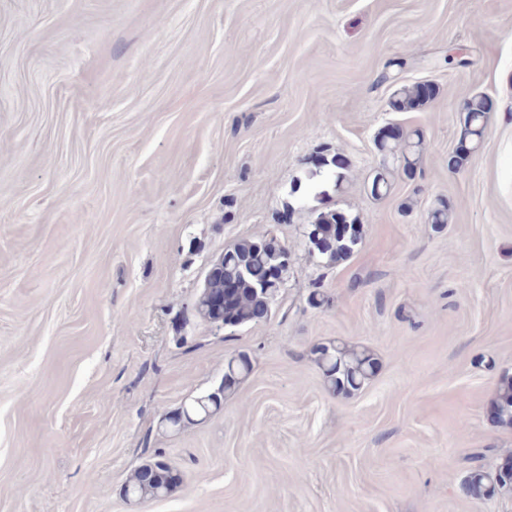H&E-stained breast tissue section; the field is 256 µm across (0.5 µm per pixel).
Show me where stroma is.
<instances>
[{
	"label": "stroma",
	"instance_id": "obj_1",
	"mask_svg": "<svg viewBox=\"0 0 512 512\" xmlns=\"http://www.w3.org/2000/svg\"><path fill=\"white\" fill-rule=\"evenodd\" d=\"M422 80L436 98L393 111ZM476 94L484 138L449 166ZM388 122L423 152L377 199ZM328 210L363 237L319 269L303 230ZM267 234L291 255L272 313L200 321L211 261ZM328 341L374 352L365 388L328 387ZM240 352L223 410L163 433ZM506 371L512 0H0V512H512L459 492L512 451ZM158 452L181 486L128 503ZM496 420L503 425L512 426V374L503 373L497 386L495 406Z\"/></svg>",
	"mask_w": 512,
	"mask_h": 512
}]
</instances>
